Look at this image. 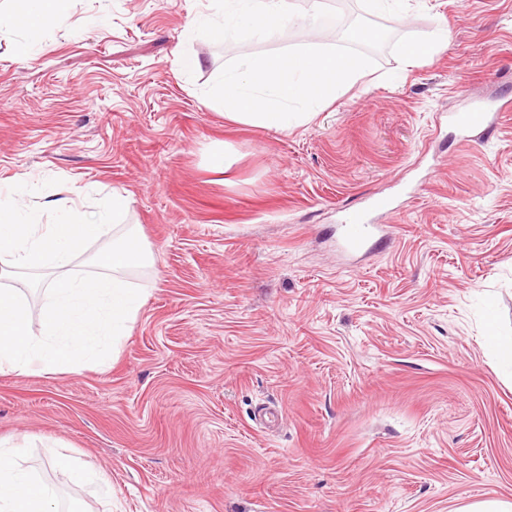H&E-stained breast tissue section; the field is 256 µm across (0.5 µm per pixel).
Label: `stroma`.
Here are the masks:
<instances>
[{"label": "stroma", "mask_w": 512, "mask_h": 512, "mask_svg": "<svg viewBox=\"0 0 512 512\" xmlns=\"http://www.w3.org/2000/svg\"><path fill=\"white\" fill-rule=\"evenodd\" d=\"M391 37L443 33L375 65L306 123L225 121L205 96L245 52L343 43L326 24L219 41L187 35L212 0H69L0 30V184L82 212L118 192L147 264L141 307L104 361L0 373V439L59 512H458L512 501V111L460 144L438 115L512 84V0H410ZM33 47L18 53L20 41ZM192 54L198 70H180ZM228 149L231 165L213 167ZM58 187H51V180ZM395 195L386 240L355 267L341 209ZM71 456L108 479L73 487ZM51 466L55 470L65 472L70 481L76 485H81L92 480V473L84 467L76 466L70 457L58 454L51 460Z\"/></svg>", "instance_id": "35a3bbf8"}]
</instances>
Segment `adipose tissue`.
<instances>
[{
    "mask_svg": "<svg viewBox=\"0 0 512 512\" xmlns=\"http://www.w3.org/2000/svg\"><path fill=\"white\" fill-rule=\"evenodd\" d=\"M68 0H16L10 13H0V28L38 30L61 17ZM286 0H223L211 14L191 19L188 34L206 32L233 39L242 31H272L291 20ZM54 493L31 468L20 461L17 447L0 446V512H56Z\"/></svg>",
    "mask_w": 512,
    "mask_h": 512,
    "instance_id": "adipose-tissue-1",
    "label": "adipose tissue"
}]
</instances>
